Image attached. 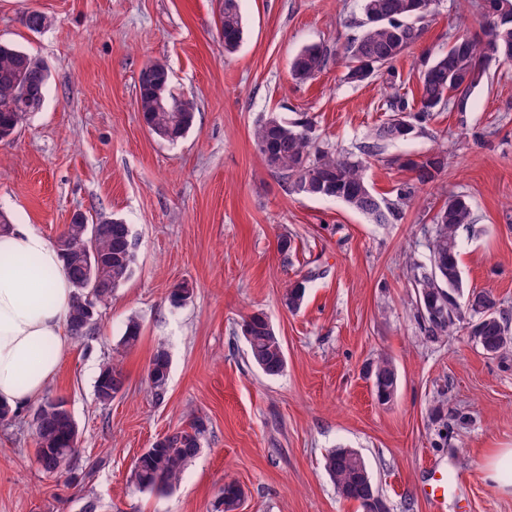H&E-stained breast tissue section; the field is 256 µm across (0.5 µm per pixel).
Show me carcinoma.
I'll list each match as a JSON object with an SVG mask.
<instances>
[{
	"label": "carcinoma",
	"instance_id": "obj_1",
	"mask_svg": "<svg viewBox=\"0 0 512 512\" xmlns=\"http://www.w3.org/2000/svg\"><path fill=\"white\" fill-rule=\"evenodd\" d=\"M421 2L359 0L360 17L355 24L360 33L344 49L348 82L364 83L378 75L394 82V63L422 37L429 13L419 9ZM475 7L484 37L449 35L448 50L421 63L419 108L409 107L400 98L389 100L387 109L392 117L359 146L360 154L376 155L383 144L415 135L432 112L467 111L474 89L487 79L493 40H498V61L512 63V0H476ZM220 29L224 51H235L244 36L239 0H224ZM330 59L331 53L322 45H306L290 58L289 71L294 80L306 83L315 79ZM48 83L49 73L41 60L11 42L0 41V141L13 139L27 116L41 109ZM137 100L138 111L149 131L166 142H178L194 127L193 104L173 94L167 66L160 61H152L141 70ZM253 142L267 167L288 181L290 191L315 199L339 200L375 224L397 220L399 206L411 201L417 189L434 184L448 166L447 155L441 150L417 160L406 159L404 167L412 173L411 181L397 188L396 204L384 206L366 180L362 160L316 147L305 122H290L271 113L254 127ZM473 223L474 212L468 197L448 195L427 231L429 263L410 265L414 309L424 330L433 336L457 333L465 315H470V335L486 353L497 354L512 345V325L491 292L464 288L459 264V230ZM56 244L75 288L68 319L70 336L85 341L95 335L100 309L132 277L137 243L130 226L114 219L110 224L74 221L65 226ZM314 277L310 272L286 290L284 302L288 309L301 308L306 283ZM140 333V323L129 319L121 344L134 347ZM242 334L249 345L251 361L262 373L274 377L284 371L286 358L281 339L264 313L257 311L244 319ZM169 366L167 351L158 347L147 369L149 387L157 401L167 393ZM368 372L378 378L379 401L390 402L396 393L397 376L391 359L379 356ZM125 383L119 364L103 363L95 381L97 400L102 404L112 402ZM30 417L40 469L51 475L70 473L72 456L77 453L78 430L65 401L47 397L30 410ZM205 433L203 419L196 417L188 426L156 440L135 460V487L142 492L169 490L197 455ZM325 466L341 498L358 503L362 512H378L379 490L364 481L361 470L365 461L357 451L336 448L328 454ZM241 497V486L234 480L228 481L224 485V512H236Z\"/></svg>",
	"mask_w": 512,
	"mask_h": 512
}]
</instances>
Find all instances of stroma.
Returning a JSON list of instances; mask_svg holds the SVG:
<instances>
[{
	"mask_svg": "<svg viewBox=\"0 0 512 512\" xmlns=\"http://www.w3.org/2000/svg\"><path fill=\"white\" fill-rule=\"evenodd\" d=\"M223 0H0V40L29 50L50 71L39 112L0 142V215L56 239L73 214L113 217L138 242L133 277L103 309L95 339L72 342L45 390L64 399L78 426L76 467L92 478L44 474L29 417L0 423V512H220L224 484L244 491L239 512H361L325 468L334 448L356 449L388 512H433L445 477V512H512L484 471L512 448V346L489 355L468 332L428 336L414 315L407 260L426 263L424 231L449 194L470 199L476 222L459 233L467 288L491 291L512 315V65L491 64L465 112L432 113L414 137L366 160L382 202H396L412 174L406 157L434 148L448 166L391 224H375L336 200L288 191L253 144L268 112L306 119L320 145L357 152L387 121L386 100L420 97L421 59L448 47L457 16L481 36L474 0H441L421 40L385 78L344 79V47L358 35L357 0H241L244 39L231 54L220 33ZM30 10L51 24L21 23ZM321 43L327 67L300 84L289 72L302 46ZM192 101L196 123L175 144L152 135L137 110L149 62ZM291 242L281 254V239ZM315 271L300 310L286 288ZM188 282L178 308L167 295ZM263 311L280 336L286 367L265 376L250 360L241 324ZM141 325L132 348L120 339ZM171 361L167 395L155 402L146 369L157 344ZM387 354L398 374L380 403L365 369ZM118 362L123 393L100 404L102 363ZM206 420L201 449L172 489L138 491L134 462L193 417Z\"/></svg>",
	"mask_w": 512,
	"mask_h": 512,
	"instance_id": "stroma-1",
	"label": "stroma"
}]
</instances>
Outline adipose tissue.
<instances>
[{
    "label": "adipose tissue",
    "instance_id": "ef3b65f1",
    "mask_svg": "<svg viewBox=\"0 0 512 512\" xmlns=\"http://www.w3.org/2000/svg\"><path fill=\"white\" fill-rule=\"evenodd\" d=\"M73 294L53 241L25 224L0 236V402L24 406L56 375L71 345Z\"/></svg>",
    "mask_w": 512,
    "mask_h": 512
}]
</instances>
